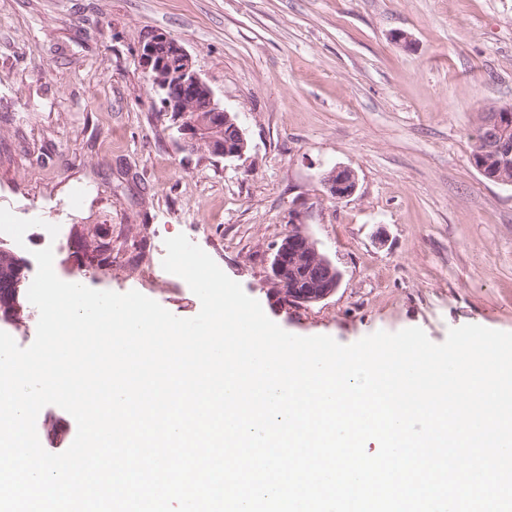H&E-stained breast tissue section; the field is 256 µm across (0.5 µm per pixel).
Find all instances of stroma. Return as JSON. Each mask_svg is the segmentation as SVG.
Listing matches in <instances>:
<instances>
[{"mask_svg": "<svg viewBox=\"0 0 512 512\" xmlns=\"http://www.w3.org/2000/svg\"><path fill=\"white\" fill-rule=\"evenodd\" d=\"M191 54L248 148L181 150L139 64L144 36ZM512 108V0H0V207L59 225L53 267L111 241L83 277L200 311L166 272L185 234L297 336L343 345L421 328L512 332V186L473 167L481 113ZM352 170L355 193L322 182ZM340 271L313 304L268 284L288 213ZM329 194L336 200L352 196L356 189L355 176L351 170L337 167L322 177Z\"/></svg>", "mask_w": 512, "mask_h": 512, "instance_id": "35a3bbf8", "label": "stroma"}]
</instances>
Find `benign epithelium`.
<instances>
[{
    "mask_svg": "<svg viewBox=\"0 0 512 512\" xmlns=\"http://www.w3.org/2000/svg\"><path fill=\"white\" fill-rule=\"evenodd\" d=\"M140 64L145 74L151 77L152 91L160 98L164 111L171 113L182 150L191 153L207 151L224 159L244 154L247 140L241 127L215 99L212 88L201 77L192 56L179 41L162 31L148 33L140 46ZM511 124V108L485 112L480 122L485 151L500 167L512 164V139L502 134V130ZM322 182L337 200L352 196L356 189L354 174L345 168L337 167L327 172ZM291 245L293 248L290 249L285 243L274 253L269 280L280 291V297L287 298L289 303L302 304V298L287 297L282 291L290 263L304 250L313 268L327 261V257L303 232L291 240ZM340 280V271L331 266L323 278L313 272L311 285L319 299L324 300L336 290Z\"/></svg>",
    "mask_w": 512,
    "mask_h": 512,
    "instance_id": "1",
    "label": "benign epithelium"
}]
</instances>
